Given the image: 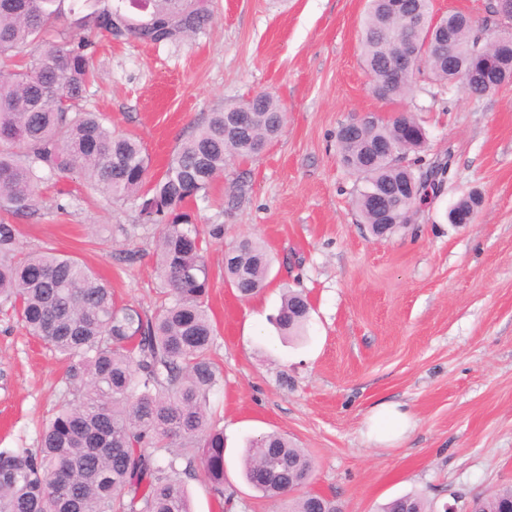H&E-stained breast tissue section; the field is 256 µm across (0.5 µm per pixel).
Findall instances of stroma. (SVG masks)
<instances>
[{
    "label": "stroma",
    "instance_id": "stroma-1",
    "mask_svg": "<svg viewBox=\"0 0 512 512\" xmlns=\"http://www.w3.org/2000/svg\"><path fill=\"white\" fill-rule=\"evenodd\" d=\"M367 3L213 0L211 27L178 45L96 40L99 78L81 106L141 142L150 176L210 112L269 91L288 115L272 144L227 165L194 210L198 224L224 227L206 259L224 377L209 406L225 448L223 494L203 472L185 477L193 512H286L242 473L247 442L272 431L311 456L307 493L341 512H379L406 494L428 512H468L475 495L512 485V85L472 97L427 75L403 99H376L360 51ZM400 110L426 133L404 165L446 171L409 223L377 238L353 207L360 181L336 133ZM473 191L483 198L473 222L450 223ZM42 192L40 216L16 220L24 251L76 258L118 304L154 314L158 230L140 223L136 202L107 201L70 174L50 176ZM244 236L274 257L267 287L248 299L223 276L225 249ZM288 288L312 304L300 341L269 322ZM65 394L61 361L0 312V449L36 447ZM381 402L412 414L401 441L369 439Z\"/></svg>",
    "mask_w": 512,
    "mask_h": 512
}]
</instances>
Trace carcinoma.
I'll return each mask as SVG.
<instances>
[{"label": "carcinoma", "mask_w": 512, "mask_h": 512, "mask_svg": "<svg viewBox=\"0 0 512 512\" xmlns=\"http://www.w3.org/2000/svg\"><path fill=\"white\" fill-rule=\"evenodd\" d=\"M207 0H0V303L66 365L71 399L45 427L37 448L0 451V512H190L182 476L200 459L219 495L224 491V431L207 403L223 382L211 358L216 328L205 308L210 274L202 230L189 205L209 199L215 179L234 160L259 155L279 134L286 112L270 93L255 98L252 123L227 130L234 108L207 121L173 152L164 173L148 181L150 160L140 142L117 135L96 112L77 107L95 79L90 34L118 43L176 44L212 22ZM455 54L436 52L442 34ZM413 64L400 80L387 64L407 46ZM373 93L409 95L428 69L467 93L480 82L512 83V45L482 40L460 13L434 16L432 0H370L361 41ZM486 56L500 66L481 72ZM343 164L357 174L355 208L364 224L401 223L396 193L416 180L398 154L426 142L423 127L401 111L383 121L361 117L337 133ZM76 174L111 201H139L141 223L160 227L157 272L168 302L154 316L116 304L112 291L77 259L52 249L24 254L12 217H35L46 174ZM270 257L255 238L228 251L224 282L242 297L266 286ZM310 312L306 295L289 290L275 319L299 336ZM246 482L278 500L303 487L312 462L278 433L250 442ZM512 487L475 501L476 512H505ZM289 512H336V500L309 494ZM382 512H426L403 496Z\"/></svg>", "instance_id": "cac0c4a2"}]
</instances>
